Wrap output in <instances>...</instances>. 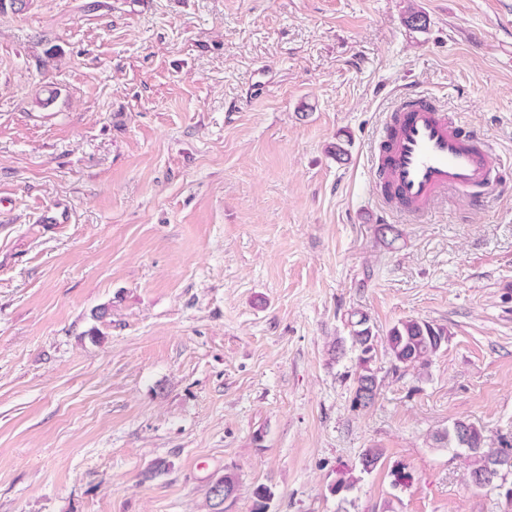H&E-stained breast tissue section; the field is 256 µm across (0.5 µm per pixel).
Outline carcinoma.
<instances>
[{
    "mask_svg": "<svg viewBox=\"0 0 512 512\" xmlns=\"http://www.w3.org/2000/svg\"><path fill=\"white\" fill-rule=\"evenodd\" d=\"M347 323L352 347L358 351V365L354 379V404L363 408L375 404L380 393L381 380L376 360L377 334L369 323V318L361 311L348 315ZM449 334L444 326L422 319L400 320L390 327L384 337V351L390 357L394 369L429 365L432 358L447 344ZM467 436L464 452L467 459V484L481 489L491 483L500 490L499 496L505 498L512 492L501 482V471L512 469V442L494 439L485 431L463 420H457L448 427V447L458 448L456 434ZM238 477L231 469L224 470L223 478L209 492L207 507L210 512H224V493L237 491Z\"/></svg>",
    "mask_w": 512,
    "mask_h": 512,
    "instance_id": "1",
    "label": "carcinoma"
}]
</instances>
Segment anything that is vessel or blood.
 I'll list each match as a JSON object with an SVG mask.
<instances>
[{"instance_id": "obj_1", "label": "vessel or blood", "mask_w": 512, "mask_h": 512, "mask_svg": "<svg viewBox=\"0 0 512 512\" xmlns=\"http://www.w3.org/2000/svg\"><path fill=\"white\" fill-rule=\"evenodd\" d=\"M501 157L481 134L421 94L402 97L375 168L376 185L392 210L428 214L448 195L481 204L475 189L493 191L490 179Z\"/></svg>"}]
</instances>
